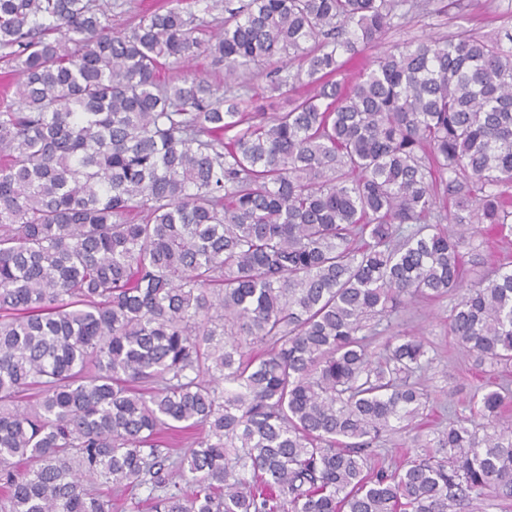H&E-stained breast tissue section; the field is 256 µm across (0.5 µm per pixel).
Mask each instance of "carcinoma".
I'll use <instances>...</instances> for the list:
<instances>
[{"label":"carcinoma","mask_w":512,"mask_h":512,"mask_svg":"<svg viewBox=\"0 0 512 512\" xmlns=\"http://www.w3.org/2000/svg\"><path fill=\"white\" fill-rule=\"evenodd\" d=\"M224 28L171 0L114 31L95 0H0V512H448L512 500V402L487 384L395 469L423 340L376 327L455 292L448 333L512 365V269L467 279L512 225L511 46L460 30L337 80L409 0H247ZM224 64V85L162 82ZM253 67L285 112L244 114ZM453 209H448V206ZM191 475L187 485L176 475ZM162 73L166 78L174 80L180 79L183 76L196 74L206 76L216 83H222L224 81L223 67L216 65L210 57L206 56H200L185 65L182 63L170 62ZM465 251L468 252V248ZM467 256V259H470L469 278L475 279L480 274L485 273L490 264L499 259V256L502 258L503 254H499L497 244L494 242V239L490 238L475 253L469 251ZM411 445V433L400 431L392 434L387 437L385 442L380 443L379 447L369 449L371 462L391 470L405 458L416 456L421 452V448H412Z\"/></svg>","instance_id":"obj_1"}]
</instances>
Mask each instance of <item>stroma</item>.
<instances>
[{
	"mask_svg": "<svg viewBox=\"0 0 512 512\" xmlns=\"http://www.w3.org/2000/svg\"><path fill=\"white\" fill-rule=\"evenodd\" d=\"M418 5L406 17L388 29L380 44L361 48L356 67L343 73L345 81L356 78L359 68L380 57L384 46L393 43L445 38L462 29L477 36H490L512 28V0H417ZM457 302L456 294L440 300L416 301L401 306L382 323L381 334L374 336L372 352L381 351L394 335L417 336L424 340L430 365L417 378L431 395L430 407L423 420V434H433L457 419L474 418L472 402L476 389L496 377L512 383V367L489 373L448 333V316Z\"/></svg>",
	"mask_w": 512,
	"mask_h": 512,
	"instance_id": "35a3bbf8",
	"label": "stroma"
}]
</instances>
